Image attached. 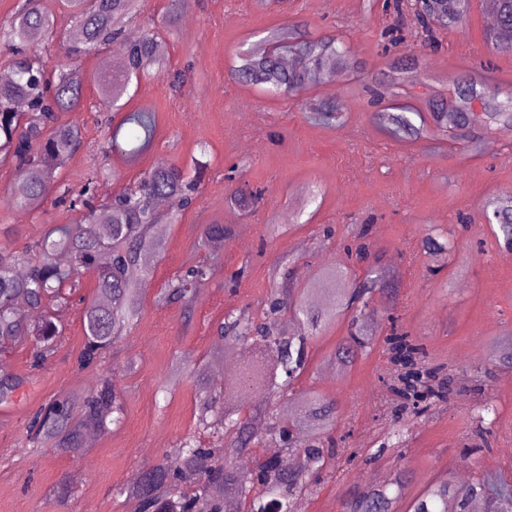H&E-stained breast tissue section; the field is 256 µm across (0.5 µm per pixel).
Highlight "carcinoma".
I'll return each instance as SVG.
<instances>
[{"label":"carcinoma","mask_w":512,"mask_h":512,"mask_svg":"<svg viewBox=\"0 0 512 512\" xmlns=\"http://www.w3.org/2000/svg\"><path fill=\"white\" fill-rule=\"evenodd\" d=\"M140 2L61 0L67 22L80 31V37L65 47V64L49 62L43 52L46 42L57 37L59 19L41 6V0H23L17 12L0 19V44L8 50L4 63L13 73L11 82L0 83V159L9 162L16 173L10 188L12 204L16 208L38 204L47 185L56 184L58 202L76 214L71 223L49 227L20 251L0 245V344L28 346L34 371L63 336V317L70 309L65 290L76 287L82 274L94 278L95 295L79 311L84 344L78 366L100 362L127 333L140 311V281L153 271L163 248L162 240L152 232V225L162 219L154 201L169 199L167 218L177 220L195 199L206 169V163L195 160L194 179L189 180L179 166L159 163L125 194L104 203L96 197L95 172L77 186L58 181L67 158L84 147L83 124L77 114L86 74L78 65L87 56L110 51L116 59L111 72L94 77L102 105L119 115L117 124H112L110 115L101 124V151L121 150L126 142L131 145L128 153L138 156L156 138L155 110L149 106L129 110L124 101L132 80L166 71L157 37L147 34L131 39L126 32L127 23L140 14ZM496 4L492 10L496 24L489 32L492 41L512 35V0H496ZM433 9L438 15L435 21L412 13L429 42L434 32L461 22L466 0H435ZM356 68L334 37L308 39L292 32H271L260 46L235 54L231 75L270 94L295 95L318 83L327 71L344 74ZM429 105L435 127L442 132H458L472 125L487 129L512 125V97L489 100L485 88L476 82L463 84L451 98L435 96ZM315 111L326 126L341 118L334 103ZM411 113L410 108L386 112L384 124L394 133H417ZM236 201L255 212L263 192H241ZM485 217L498 225L500 245H512V196L488 202ZM203 234L201 246L215 253L224 247L232 230L223 224H208ZM422 247L426 253L449 255L454 244L443 233L428 232ZM103 254L108 256L105 263L100 262ZM212 275L208 261H190L168 281L162 299L189 304ZM379 281V276L369 273L354 283L347 267L336 265L325 269L319 288H273L256 309L225 316L216 334L224 343L246 346L240 391L258 397V402L226 400L215 377L202 378L200 422L221 441L206 446L185 438L162 459L138 471L124 491L139 501L140 512H224V498L231 495L245 512H289L293 499L319 479L328 453L323 437L337 418L333 404L295 387L307 362L308 339L336 317L350 313V336L336 347L335 359L340 365L353 363L372 345L359 304H367L366 296ZM50 295L59 298L57 311L32 323L17 316L20 307L41 309ZM286 314L299 323L300 335L280 333L278 317ZM388 319L386 343L394 364L403 368L391 388L419 414L425 410L422 402L442 395L444 384L430 385L436 376L421 366L425 350L409 338L396 317ZM31 380L30 376L0 377V404L11 402ZM272 402L280 405L282 414L268 421L265 409ZM123 415V402L106 377L82 398L59 395L41 406L28 422V442L76 455L83 451L85 434L105 432L119 425ZM287 425L295 430L286 448L297 455V465L286 469L274 457H256L259 439L265 434L278 435ZM405 479L401 471L390 483L359 488L346 501L345 512H395ZM477 500L483 502L484 512H512V487L504 482L493 485L485 480L443 478L412 499L405 512H472Z\"/></svg>","instance_id":"carcinoma-1"}]
</instances>
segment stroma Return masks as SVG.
Returning <instances> with one entry per match:
<instances>
[{
  "label": "stroma",
  "mask_w": 512,
  "mask_h": 512,
  "mask_svg": "<svg viewBox=\"0 0 512 512\" xmlns=\"http://www.w3.org/2000/svg\"><path fill=\"white\" fill-rule=\"evenodd\" d=\"M383 0H187L168 24L170 0H145L129 30L155 28L168 68L185 74L181 96L165 78L131 85V106L155 109L157 137L139 157L99 148V103L93 83L84 87L80 116L84 148L61 172L79 183L99 172L98 198L118 195L157 163L189 167L203 158L202 190L179 221L166 225V250L140 284L141 313L103 362L78 368L84 331L78 313L67 317L62 346L12 404L0 406V512H59L55 488L66 482L69 512H128L131 497L120 487L138 469L175 448L185 436L211 438L198 423L202 391L197 368H215L224 346L213 330L231 310L263 299L272 270L298 259L295 279L304 284L330 265L365 263L348 257L345 243L365 237L372 252L396 275L393 289L375 292L364 316L374 335L370 350L344 369L333 356L349 333L339 316L308 345V361L296 386L333 402L337 455L319 481L297 497L292 512H344L357 487L387 482L399 470L408 481L398 502L436 480H507L512 484V368L495 366L492 352L512 333V256L502 254L484 213L485 201L512 195V132L475 126L453 138L433 133L390 138L381 110L410 104L427 112V100L453 92L457 83L488 76V90L512 94V48L488 42L491 16L483 0H469L462 22L435 35L437 50L422 48L424 36L408 18L383 8ZM401 29L402 43L385 50L387 30ZM271 30L333 36L356 58L352 75L335 86L316 85L293 97L267 96L230 75L238 49L258 45ZM419 54L417 81L404 91L386 75L408 52ZM333 102L343 112L334 127L310 119L312 105ZM10 164L0 162V241L22 248L49 225L70 221L67 208L46 196L19 212L9 198ZM263 188L257 215L230 201L238 187ZM218 222L233 235L214 257L215 273L192 305L161 304L164 284L188 259L208 257L203 228ZM452 233V257L425 254L429 228ZM426 352L425 364L440 368L445 398L414 415L390 389L395 372L385 339L388 312ZM125 406L119 426L96 434L76 456L29 446L26 425L41 404L60 394L96 390L103 378ZM491 411L477 419V409ZM360 451L349 459L348 449Z\"/></svg>",
  "instance_id": "1"
}]
</instances>
